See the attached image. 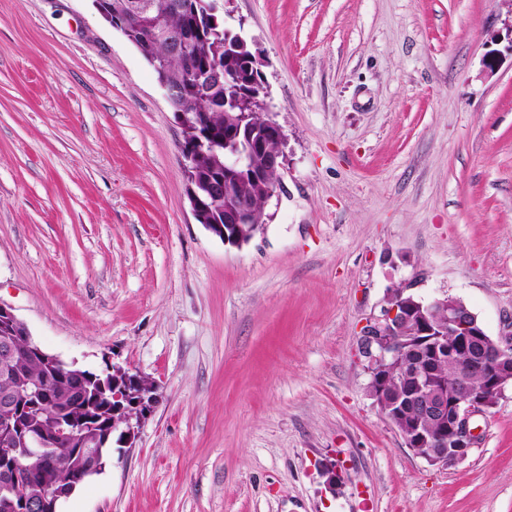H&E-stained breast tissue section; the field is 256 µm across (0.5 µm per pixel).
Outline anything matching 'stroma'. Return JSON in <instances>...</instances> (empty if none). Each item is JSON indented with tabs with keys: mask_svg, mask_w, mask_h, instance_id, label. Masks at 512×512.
I'll return each mask as SVG.
<instances>
[{
	"mask_svg": "<svg viewBox=\"0 0 512 512\" xmlns=\"http://www.w3.org/2000/svg\"><path fill=\"white\" fill-rule=\"evenodd\" d=\"M282 186L246 244L194 219L181 129L91 0H0V302L159 387L59 512H512V387L441 468L369 393L392 289L512 322V0H228Z\"/></svg>",
	"mask_w": 512,
	"mask_h": 512,
	"instance_id": "obj_1",
	"label": "stroma"
}]
</instances>
